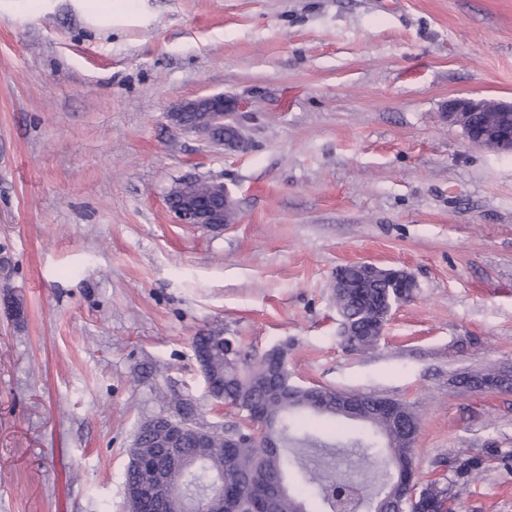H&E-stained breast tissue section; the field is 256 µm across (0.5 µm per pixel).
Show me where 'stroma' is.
Returning a JSON list of instances; mask_svg holds the SVG:
<instances>
[{"label": "stroma", "mask_w": 512, "mask_h": 512, "mask_svg": "<svg viewBox=\"0 0 512 512\" xmlns=\"http://www.w3.org/2000/svg\"><path fill=\"white\" fill-rule=\"evenodd\" d=\"M249 102L240 153L175 129L181 101ZM512 103V0H0V512H127L140 425L214 406L192 348L283 346L294 383L407 403L423 482L512 512V154L444 117ZM223 180L234 221L165 208ZM406 270L380 344L345 350L346 264Z\"/></svg>", "instance_id": "stroma-1"}]
</instances>
